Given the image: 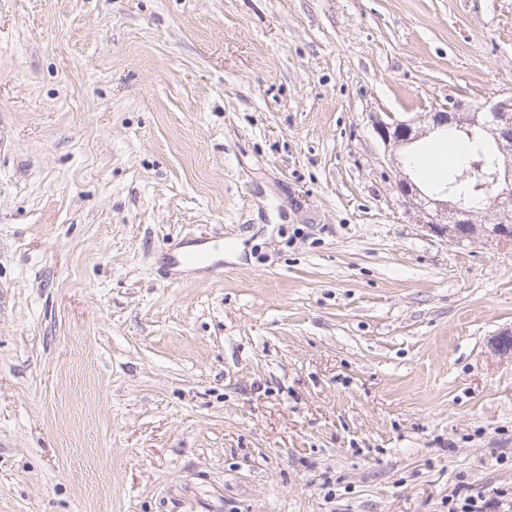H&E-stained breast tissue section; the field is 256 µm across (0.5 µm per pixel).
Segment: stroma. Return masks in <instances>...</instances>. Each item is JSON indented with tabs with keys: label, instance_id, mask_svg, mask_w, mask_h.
<instances>
[{
	"label": "stroma",
	"instance_id": "stroma-1",
	"mask_svg": "<svg viewBox=\"0 0 512 512\" xmlns=\"http://www.w3.org/2000/svg\"><path fill=\"white\" fill-rule=\"evenodd\" d=\"M510 95L512 0H0V512H507L512 250L371 117ZM168 267L174 273L196 270L207 262V252L198 245L173 247L168 252Z\"/></svg>",
	"mask_w": 512,
	"mask_h": 512
}]
</instances>
